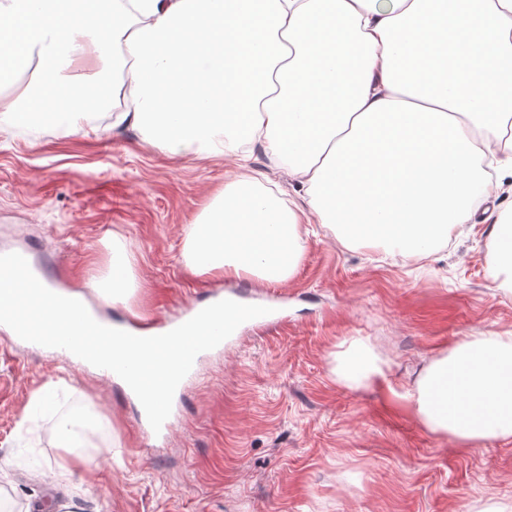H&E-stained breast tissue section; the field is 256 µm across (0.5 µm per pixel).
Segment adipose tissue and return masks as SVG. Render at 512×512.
Returning <instances> with one entry per match:
<instances>
[{"label":"adipose tissue","instance_id":"adipose-tissue-1","mask_svg":"<svg viewBox=\"0 0 512 512\" xmlns=\"http://www.w3.org/2000/svg\"><path fill=\"white\" fill-rule=\"evenodd\" d=\"M459 2L461 19L481 27L450 37L439 23L448 0H139L132 11L0 0V128L49 112L81 133L90 91L106 86L130 101L117 122L159 152L235 158L187 230L196 276L285 281L312 220L419 262L476 223L494 188L481 159L512 177V0ZM256 142L307 209L248 167ZM508 264L512 208L491 228L488 276ZM90 286L109 305L133 295L125 241L113 239ZM383 375L360 343L336 355L351 387ZM400 397L432 434L472 447L512 439V332L465 337Z\"/></svg>","mask_w":512,"mask_h":512}]
</instances>
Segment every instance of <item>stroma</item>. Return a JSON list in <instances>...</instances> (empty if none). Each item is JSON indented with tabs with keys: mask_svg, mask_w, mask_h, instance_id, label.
I'll use <instances>...</instances> for the list:
<instances>
[{
	"mask_svg": "<svg viewBox=\"0 0 512 512\" xmlns=\"http://www.w3.org/2000/svg\"><path fill=\"white\" fill-rule=\"evenodd\" d=\"M92 126L87 136L0 131V255L26 252L74 287L104 268L118 235L141 286L126 304L101 305L113 321L161 327L234 289L249 304L274 298L287 320L240 328L209 353L160 439L140 431L120 384L0 327L8 512H512V439L455 444L396 396L462 338L512 331V272L487 276L496 206L419 265L313 224L287 281L215 283L188 271L186 231L233 160L163 155L102 112ZM354 341L386 362V380L358 390L336 378L335 356ZM80 414L96 416L97 448L53 486L56 429Z\"/></svg>",
	"mask_w": 512,
	"mask_h": 512,
	"instance_id": "obj_1",
	"label": "stroma"
}]
</instances>
